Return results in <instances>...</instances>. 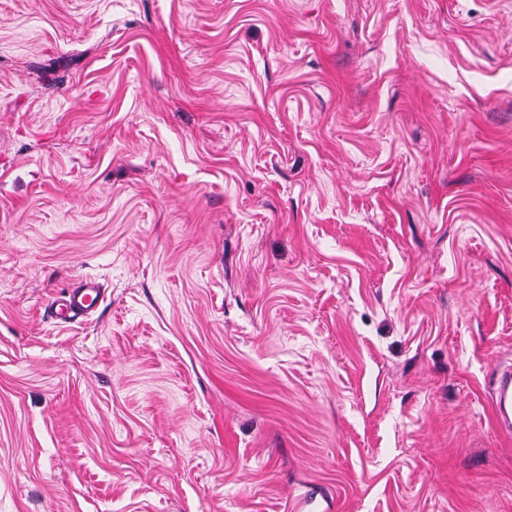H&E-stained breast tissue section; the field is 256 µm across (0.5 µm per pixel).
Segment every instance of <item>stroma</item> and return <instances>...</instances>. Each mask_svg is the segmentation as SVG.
<instances>
[{"instance_id": "35a3bbf8", "label": "stroma", "mask_w": 512, "mask_h": 512, "mask_svg": "<svg viewBox=\"0 0 512 512\" xmlns=\"http://www.w3.org/2000/svg\"><path fill=\"white\" fill-rule=\"evenodd\" d=\"M496 355L512 0H0V512H512ZM102 299L100 284L92 279H82L68 294V298L57 303L56 318L60 321H71L79 315L93 311Z\"/></svg>"}]
</instances>
